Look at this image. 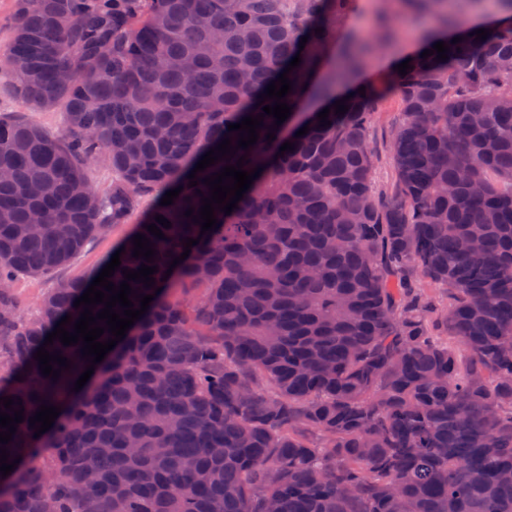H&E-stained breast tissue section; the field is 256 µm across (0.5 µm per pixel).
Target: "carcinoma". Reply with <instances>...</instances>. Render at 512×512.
Returning <instances> with one entry per match:
<instances>
[{
	"label": "carcinoma",
	"mask_w": 512,
	"mask_h": 512,
	"mask_svg": "<svg viewBox=\"0 0 512 512\" xmlns=\"http://www.w3.org/2000/svg\"><path fill=\"white\" fill-rule=\"evenodd\" d=\"M349 2L18 0L15 92L63 109L66 129L0 115V397L24 407L0 444L19 459L0 512H512V0H415L435 29L388 79L404 119L385 195L367 136L381 90L331 107L369 52L336 48ZM478 9L499 16L484 40ZM439 41L446 59L422 57ZM297 55L290 117H264L249 150L189 186L206 152L238 143L228 125L275 105L262 94ZM315 103L331 124L304 113ZM243 155L260 176L200 234L184 212ZM99 158L114 173L104 195L85 174ZM179 186L110 278L146 263L133 257L145 235L155 286H130L152 302L74 391L82 344L44 341L67 315L73 331L99 272L59 283L32 315L14 277L52 275ZM158 214L163 239L146 229ZM186 238L199 243L165 276ZM42 346L71 369L44 376ZM43 404L61 413L37 437Z\"/></svg>",
	"instance_id": "cac0c4a2"
}]
</instances>
